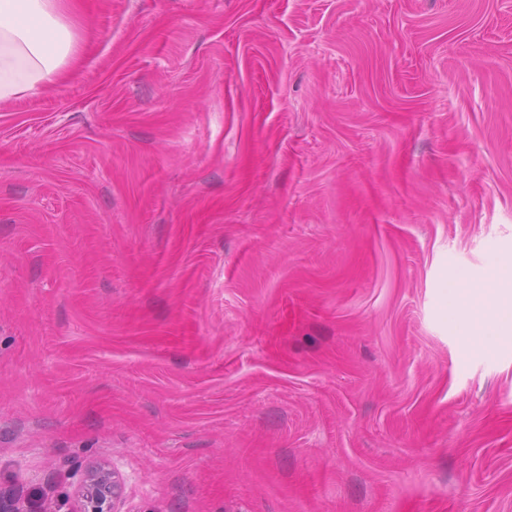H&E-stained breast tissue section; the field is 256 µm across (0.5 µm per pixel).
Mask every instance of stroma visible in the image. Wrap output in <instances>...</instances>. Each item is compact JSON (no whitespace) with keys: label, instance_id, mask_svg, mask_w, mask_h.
Segmentation results:
<instances>
[{"label":"stroma","instance_id":"stroma-1","mask_svg":"<svg viewBox=\"0 0 512 512\" xmlns=\"http://www.w3.org/2000/svg\"><path fill=\"white\" fill-rule=\"evenodd\" d=\"M0 102V493L512 512V0H69ZM448 313L462 321L466 349L492 354L512 341V256H493L486 275L473 282L463 274L448 279ZM120 474L110 465H97L85 470L73 512H121L123 492Z\"/></svg>","mask_w":512,"mask_h":512}]
</instances>
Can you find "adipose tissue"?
Segmentation results:
<instances>
[{
	"label": "adipose tissue",
	"mask_w": 512,
	"mask_h": 512,
	"mask_svg": "<svg viewBox=\"0 0 512 512\" xmlns=\"http://www.w3.org/2000/svg\"><path fill=\"white\" fill-rule=\"evenodd\" d=\"M75 36L63 0H0V100L26 93L71 62ZM448 312L466 349L491 354L512 342V256L494 255L477 282L448 280Z\"/></svg>",
	"instance_id": "1"
}]
</instances>
